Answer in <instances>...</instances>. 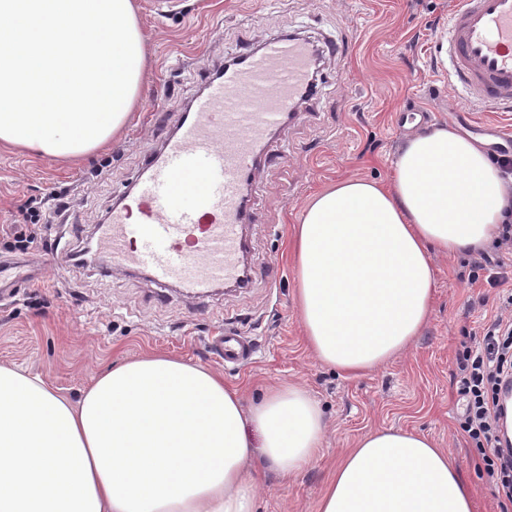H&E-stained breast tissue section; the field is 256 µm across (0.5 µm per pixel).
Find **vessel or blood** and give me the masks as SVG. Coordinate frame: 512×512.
<instances>
[{"label": "vessel or blood", "instance_id": "1", "mask_svg": "<svg viewBox=\"0 0 512 512\" xmlns=\"http://www.w3.org/2000/svg\"><path fill=\"white\" fill-rule=\"evenodd\" d=\"M449 80L481 104L512 106V0H459L448 27ZM311 44L274 39L211 78L184 113L174 136L153 156L135 191L127 193L98 245L118 266L148 270L160 282L203 292L243 276L241 228L251 220L245 189L254 158L270 133L312 97ZM201 172L195 206L178 203L182 179ZM39 270L0 260V298L39 281ZM215 348L225 362L251 358L241 333L225 330Z\"/></svg>", "mask_w": 512, "mask_h": 512}]
</instances>
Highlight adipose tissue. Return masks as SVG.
I'll return each mask as SVG.
<instances>
[{
  "mask_svg": "<svg viewBox=\"0 0 512 512\" xmlns=\"http://www.w3.org/2000/svg\"><path fill=\"white\" fill-rule=\"evenodd\" d=\"M145 69L133 0H0V142L73 160L132 121ZM512 178L478 139L410 137L390 183L345 178L293 228L294 297L316 359L360 376L404 352L432 308V253L486 250ZM326 421L297 383L252 408L221 375L163 353L125 359L79 400L0 365V512H256L258 467L299 473ZM318 512H475L451 455L378 429L347 451Z\"/></svg>",
  "mask_w": 512,
  "mask_h": 512,
  "instance_id": "obj_1",
  "label": "adipose tissue"
}]
</instances>
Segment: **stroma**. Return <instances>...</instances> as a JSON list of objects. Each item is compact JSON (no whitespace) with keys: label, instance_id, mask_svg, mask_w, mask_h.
Returning a JSON list of instances; mask_svg holds the SVG:
<instances>
[{"label":"stroma","instance_id":"1","mask_svg":"<svg viewBox=\"0 0 512 512\" xmlns=\"http://www.w3.org/2000/svg\"><path fill=\"white\" fill-rule=\"evenodd\" d=\"M456 2L135 0L148 68L126 132L75 162L0 143V255L46 265L41 283L0 301V364L26 368L73 395L110 364L149 352L223 374L248 398L273 383L304 385L325 412L323 457L295 476L267 472L259 512H317L341 455L364 433L390 427L426 434L447 449L474 490L476 512H512L460 428V359L477 349L503 295L481 280L479 255L432 254L435 299L426 325L405 353L359 378L338 375L308 349L288 257L291 227L312 195L347 177L389 179L414 133L397 127L400 112L431 110L434 124L482 139L491 157L507 149L512 112L474 108L437 53ZM286 34L319 49L322 79L318 95L257 156L248 194L253 221L243 228L248 285L195 296L143 270L78 263L77 253L176 132L207 77L244 49ZM328 39L347 44L348 53L323 52ZM61 194L69 203L63 214L55 208ZM30 198L43 201L44 219L26 210ZM229 328L255 347L246 365H225L213 348Z\"/></svg>","mask_w":512,"mask_h":512}]
</instances>
